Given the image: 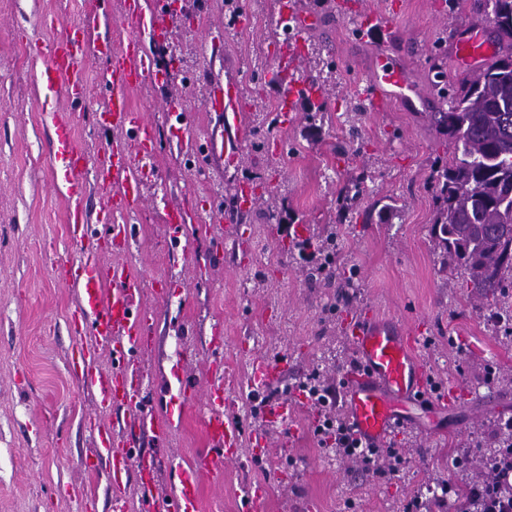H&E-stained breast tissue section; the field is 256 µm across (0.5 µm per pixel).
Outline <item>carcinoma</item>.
<instances>
[{"mask_svg": "<svg viewBox=\"0 0 512 512\" xmlns=\"http://www.w3.org/2000/svg\"><path fill=\"white\" fill-rule=\"evenodd\" d=\"M489 19L492 40L506 48L494 63L448 82L433 66L434 86L445 112H431L432 125L453 140L456 153L434 177L437 246L463 267L475 292L495 294L509 286L501 240L512 237V0H473Z\"/></svg>", "mask_w": 512, "mask_h": 512, "instance_id": "cac0c4a2", "label": "carcinoma"}]
</instances>
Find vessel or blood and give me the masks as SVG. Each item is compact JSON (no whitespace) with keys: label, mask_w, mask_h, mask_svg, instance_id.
Segmentation results:
<instances>
[{"label":"vessel or blood","mask_w":512,"mask_h":512,"mask_svg":"<svg viewBox=\"0 0 512 512\" xmlns=\"http://www.w3.org/2000/svg\"><path fill=\"white\" fill-rule=\"evenodd\" d=\"M284 17L299 26L316 25L319 16L304 0H287ZM163 0H124L119 23L127 32L120 45L103 41L100 55L106 66L102 85L107 103L97 118L99 131L111 134L112 141L95 168H88L84 151L74 137V116L69 103L84 99L88 84L84 72L87 44L99 29L98 9L87 11L81 23L62 26L59 35L44 48L45 60L36 72V81L47 91L60 95L67 104L44 116L50 130L54 159L63 174L58 184L66 203L67 233L75 241L93 239L87 183L103 192L100 207L112 227V246L119 252L129 244L130 226L125 214L142 202L141 173L156 152L157 139L151 122L135 109L134 91L148 79L153 60L146 38L162 29L165 22ZM497 44L473 40L459 30L450 58L457 67L494 60ZM411 87L400 62L383 50H376L373 72L365 95L373 107L396 99L409 101ZM236 98V84L227 81L215 86L208 111L223 110ZM183 144L193 156H212L211 141L201 140L192 124H184ZM103 246H95L75 260H54V279L64 287L77 289L79 304L71 317L74 332L90 336L89 345L74 351L68 368L81 387L94 393L102 411L112 413L116 426L93 421L89 430L95 450L85 459L93 472L100 461L111 471V512H125L124 489L129 481L140 487V512H197V488L202 473L235 461L239 456L240 430L227 412L228 402L220 382L207 385L203 398L208 407L204 430L208 450L190 468H176V490L164 497L153 491L160 466L157 457L143 452L142 432L156 440L166 438L175 426L173 417L156 419L142 405L140 394L144 374L137 356L144 347L156 316L141 299L142 279L120 263L105 261ZM344 329L354 349L356 364L345 369L336 381L341 402L355 439L375 447H385L389 438L402 429L408 416L426 411L432 402L427 374L416 352V339L402 323L373 314L348 316ZM112 355L110 369L98 365L101 350ZM285 360L257 358L252 383L261 388L282 385Z\"/></svg>","instance_id":"vessel-or-blood-1"}]
</instances>
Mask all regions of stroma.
<instances>
[{"mask_svg": "<svg viewBox=\"0 0 512 512\" xmlns=\"http://www.w3.org/2000/svg\"><path fill=\"white\" fill-rule=\"evenodd\" d=\"M94 0H0V512H79L59 487L95 492V512H110L108 467L84 468L93 441L84 424L98 419L94 395L67 369L71 352L87 343L69 321L77 295L51 273L54 258L75 259L83 243L70 240L54 186L44 112L59 99L37 86L41 52L56 30L77 23ZM164 39L147 44L160 80L133 94L148 111L158 149L144 180L141 206L128 217L136 240L109 261L144 277V300L156 324L138 357L151 383L142 402L164 416L186 394L179 424L163 442L142 434L146 452L162 461L155 484L173 490L170 469L190 465L206 450V410L198 394L211 378L210 343L224 341V393L241 427L240 457L199 482V512H242L245 490L269 494V512H402L415 498L431 499L447 480L467 476L461 457L479 462L496 448L498 423L512 418V288L490 297L474 293L464 268L436 246L433 173L456 146L428 117L436 101L429 71L435 43L451 48L460 24L484 39L488 28L462 4L447 16L444 0H340L331 10L317 0L320 27L299 32L300 52L287 64L280 45L281 0H171ZM392 16L391 26L353 34L363 12ZM399 60L416 95L413 105L386 102L372 110L364 92L374 48ZM102 59L89 52V92L75 109L77 141L96 164L107 138L92 132L93 114L106 102L98 90ZM234 79L233 105L245 126L237 166L220 159L228 127L207 114L212 87ZM316 82L326 91L324 111L296 100L283 112L287 87ZM189 110L201 137L217 153L205 173L180 147L168 103ZM344 146L346 155L336 153ZM258 197L240 211L237 188ZM186 204L200 224L186 225L185 250L167 241L165 214ZM236 216L240 241L207 233L215 208ZM294 224L311 227L324 255L307 262L291 241ZM372 311L405 323L416 354L448 414H423L392 443L408 460L397 475L341 459L321 444L317 413L300 400L288 430L270 427L262 408L277 387L253 392L257 356L286 359L287 383L299 386L319 372L324 386L354 359L344 331L347 314ZM265 434L266 450L254 447Z\"/></svg>", "mask_w": 512, "mask_h": 512, "instance_id": "obj_1", "label": "stroma"}]
</instances>
